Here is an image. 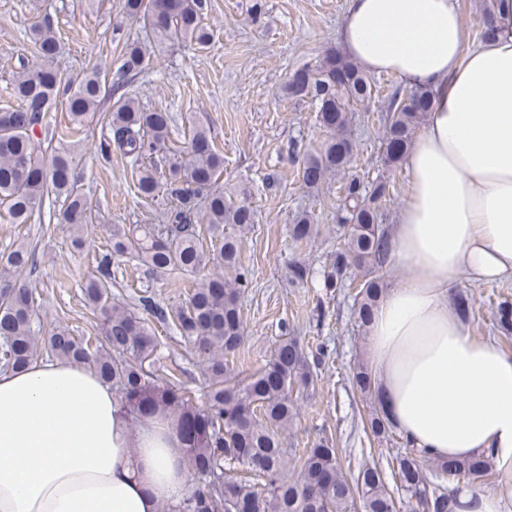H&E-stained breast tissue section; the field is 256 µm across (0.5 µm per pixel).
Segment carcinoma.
Returning a JSON list of instances; mask_svg holds the SVG:
<instances>
[{
	"mask_svg": "<svg viewBox=\"0 0 512 512\" xmlns=\"http://www.w3.org/2000/svg\"><path fill=\"white\" fill-rule=\"evenodd\" d=\"M505 0H484V24L479 38L487 40L492 23L504 13ZM207 0H124L126 14L143 22L146 33L162 45L190 40L207 45L211 33L202 24ZM33 52L43 64L18 72L13 94L16 107L0 111V206L9 219L27 223L45 200L61 202L55 218L70 226L73 243L84 244V226L96 216L86 194L73 176V158L65 151L48 156L38 149V134L46 130L45 114L57 105L68 113V126L77 128L94 119L103 99L112 97L102 81L104 71L94 66L75 83L65 99L58 97L62 78L53 67L60 40L46 21L31 27ZM139 42L123 48L119 78L142 70ZM409 96L396 88L385 96L382 137L385 164L397 167L405 160L414 133L432 110L433 91L412 85ZM288 96L309 97L316 104L319 122L328 133L320 151L306 153L300 164L301 181L318 189L334 173L351 164L355 144L349 134L350 105L371 100L376 84L349 55L331 51L316 70H295ZM172 117L163 110H147L138 99L123 95L107 115L112 136L101 143L109 157L119 152L137 173L134 188L149 200L163 193L170 201L160 224H115L109 248L97 260L96 274L83 284L86 305L101 323L93 336H80L59 325L44 332L33 289L20 284L13 273L35 265V256L21 246L0 255V370L19 371L46 359H60L92 370L112 392L134 428L157 415L176 423L192 482L177 504H163L164 512H457L448 483L465 479L480 484L497 479L484 456L432 460L431 474L422 455L397 433L375 402L372 375L359 364L353 386L369 402L366 427L381 442L405 448L395 456L388 488L384 472L366 465L348 479L340 472L336 449L320 443L297 460L299 475H285L287 449L282 434L296 419L294 395L309 390L313 368L322 350L309 355L299 341L281 336L261 367L239 377L233 358L244 347L246 334L240 316V295L249 287L248 273L232 280L205 275L213 267L238 265L240 234L256 224L247 204L224 198L218 180L224 157L207 131L195 128L184 142L171 140ZM343 208L338 222L347 228V240L336 251L324 287H342L344 275L355 268L364 272L357 293L358 321L368 325L385 292L378 271L384 264L388 237L381 224L391 196L390 184L378 180L365 185L357 177L342 182ZM230 225L238 234H224ZM309 215L302 214L288 228L294 242L314 235ZM131 257L154 275H177L191 280L187 298L173 315L180 337L205 364V405L195 402L158 354V339L150 320L165 323L168 315L148 292L137 302L112 304V279L118 262Z\"/></svg>",
	"mask_w": 512,
	"mask_h": 512,
	"instance_id": "cac0c4a2",
	"label": "carcinoma"
}]
</instances>
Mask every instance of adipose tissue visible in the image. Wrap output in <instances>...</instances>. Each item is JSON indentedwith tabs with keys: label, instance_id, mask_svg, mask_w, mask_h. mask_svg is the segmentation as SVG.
<instances>
[{
	"label": "adipose tissue",
	"instance_id": "adipose-tissue-1",
	"mask_svg": "<svg viewBox=\"0 0 512 512\" xmlns=\"http://www.w3.org/2000/svg\"><path fill=\"white\" fill-rule=\"evenodd\" d=\"M464 49L455 0H349L337 39L363 68L424 85L409 200L389 234L401 283L369 325L373 397L429 457H488L494 489L459 482L458 512H512V353L455 312L460 275L512 279V21ZM175 430L139 433L92 371L41 361L0 373V512H158L187 492Z\"/></svg>",
	"mask_w": 512,
	"mask_h": 512
}]
</instances>
